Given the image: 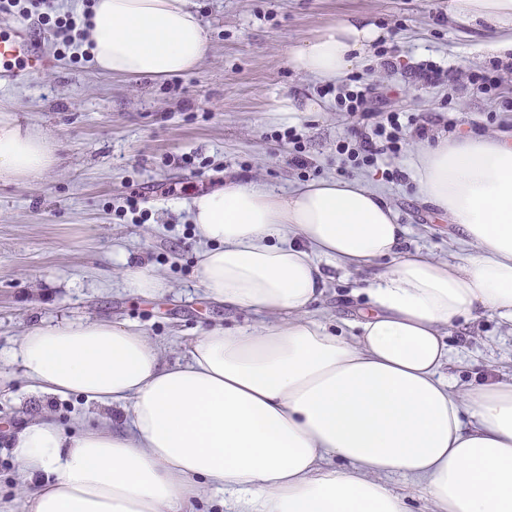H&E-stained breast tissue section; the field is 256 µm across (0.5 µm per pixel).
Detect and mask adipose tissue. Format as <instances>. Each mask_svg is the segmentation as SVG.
Instances as JSON below:
<instances>
[{"label": "adipose tissue", "instance_id": "adipose-tissue-1", "mask_svg": "<svg viewBox=\"0 0 512 512\" xmlns=\"http://www.w3.org/2000/svg\"><path fill=\"white\" fill-rule=\"evenodd\" d=\"M448 9L466 24L512 28V0ZM87 27L84 51L119 78L185 74L208 43L191 0H94ZM380 36L373 23L343 20L288 64L338 81ZM414 154L421 199L460 235L453 260L402 252L406 227L361 179L284 194L229 183L191 203L198 281L225 311L278 322L206 332L173 366L124 323L28 329L9 359L33 391L125 402L130 415L127 428L72 439L49 421L24 425L17 462L26 477H52L28 512H185L213 492L224 512H409L390 474L408 479L428 512H512V377L470 390L444 374L449 326L477 312L512 324V137L463 136ZM54 161L47 137L0 114V181ZM382 258L368 310L346 323L352 336L314 316L325 266L348 276Z\"/></svg>", "mask_w": 512, "mask_h": 512}]
</instances>
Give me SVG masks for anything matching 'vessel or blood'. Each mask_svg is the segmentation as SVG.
Here are the masks:
<instances>
[{
  "mask_svg": "<svg viewBox=\"0 0 512 512\" xmlns=\"http://www.w3.org/2000/svg\"><path fill=\"white\" fill-rule=\"evenodd\" d=\"M50 67L41 42L25 25H16L10 37L0 38V83H14Z\"/></svg>",
  "mask_w": 512,
  "mask_h": 512,
  "instance_id": "vessel-or-blood-1",
  "label": "vessel or blood"
}]
</instances>
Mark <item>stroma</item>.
I'll use <instances>...</instances> for the list:
<instances>
[{
    "instance_id": "1",
    "label": "stroma",
    "mask_w": 512,
    "mask_h": 512,
    "mask_svg": "<svg viewBox=\"0 0 512 512\" xmlns=\"http://www.w3.org/2000/svg\"><path fill=\"white\" fill-rule=\"evenodd\" d=\"M209 35V49L193 71L163 81H120L101 74L80 49L64 50L53 18L82 17L90 0H50L25 14L0 12V37L25 24L40 34L55 65L23 81L0 84V111L47 135L56 164L42 176L0 184V370L15 374L0 392V512H26L33 488L13 453L22 424L51 417L66 435L78 426H124L125 404H102L78 395L33 393L18 364L5 362L22 334L35 325L92 323L102 319L141 329L166 362L183 361L190 343L216 327L247 328L264 314L226 313L206 299L196 276L199 242L189 204L202 191L234 181L284 193L326 177L365 178L385 194L407 234L404 246L440 261L460 243L448 221L416 192L413 146L373 167L350 168L339 147L357 123L339 111L334 95L287 62L291 50L337 21L363 16L382 31L398 72L385 73L378 57L356 70L361 85L391 90V108L432 118L433 141L470 133L494 134L512 126V74L498 98L450 96L447 86L408 83L401 67L424 60L468 72L500 61L488 43L499 34L466 30L448 0H193ZM315 96L323 110L287 126L274 110L283 97ZM307 168L294 165V154ZM404 180L392 179V171ZM139 195V211L126 199ZM161 275L166 291L131 293L127 269ZM352 279L334 272L317 314L357 318L365 296ZM448 379L478 388L512 374V328L483 313L448 331Z\"/></svg>"
}]
</instances>
